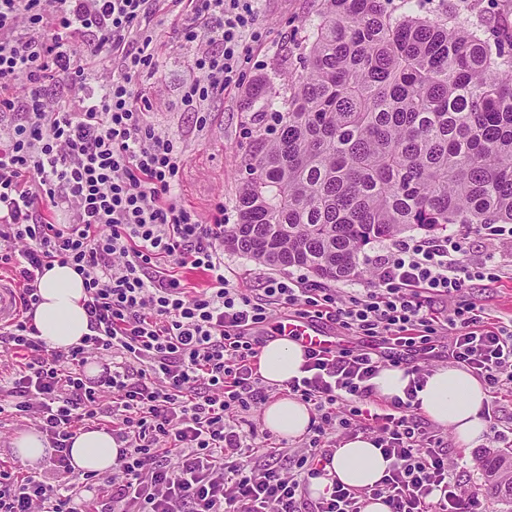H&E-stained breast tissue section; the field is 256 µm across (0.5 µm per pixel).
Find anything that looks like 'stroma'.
Wrapping results in <instances>:
<instances>
[{
  "mask_svg": "<svg viewBox=\"0 0 512 512\" xmlns=\"http://www.w3.org/2000/svg\"><path fill=\"white\" fill-rule=\"evenodd\" d=\"M317 8L318 0H258V25L267 37L253 44L241 64L245 82L260 76L280 81L282 70L297 58L296 43L308 34ZM187 14L183 8L176 14L163 10L152 15L157 68L137 80L135 91L149 107L150 123L185 140L179 189L183 204L205 218L216 201H223L225 222L231 225L238 221L235 198L245 174L246 93L235 90L214 99L204 135L194 134L195 115L181 102V87L193 76L192 50L173 36L176 16ZM463 298L481 305L492 316L512 319V275L492 282H470Z\"/></svg>",
  "mask_w": 512,
  "mask_h": 512,
  "instance_id": "obj_1",
  "label": "stroma"
}]
</instances>
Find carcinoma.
Returning <instances> with one entry per match:
<instances>
[{"mask_svg":"<svg viewBox=\"0 0 512 512\" xmlns=\"http://www.w3.org/2000/svg\"><path fill=\"white\" fill-rule=\"evenodd\" d=\"M320 0L288 94L250 92L248 150L224 248L327 281L365 246L448 225L512 224V15L479 0ZM487 496L512 503V455H485Z\"/></svg>","mask_w":512,"mask_h":512,"instance_id":"1","label":"carcinoma"}]
</instances>
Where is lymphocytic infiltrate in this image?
<instances>
[{"instance_id": "1", "label": "lymphocytic infiltrate", "mask_w": 512, "mask_h": 512, "mask_svg": "<svg viewBox=\"0 0 512 512\" xmlns=\"http://www.w3.org/2000/svg\"><path fill=\"white\" fill-rule=\"evenodd\" d=\"M169 2L191 11L175 35L193 50L181 101L201 133L209 103L241 87V62L263 39L256 0ZM156 3L0 0V112L13 116L0 125V276L21 308L0 325V418L30 421L53 450L38 473L0 458V512H363L370 500L389 512H480L481 489L458 479L457 457L417 413L426 371L415 357L447 341L449 359L483 381V415L495 422L496 401L512 395V321L459 296L504 264L465 255L458 229L392 241L366 288L317 287L302 274L264 277L254 295L237 288L224 273L223 202L205 219L182 204L184 140L135 99L156 66ZM93 67L103 75L91 93ZM56 210L65 223L49 220ZM57 263L82 276L91 329L65 350L33 324L39 280ZM185 267L206 272L207 285L187 287L175 274ZM438 297L450 303L442 319ZM275 309L366 343L305 348L303 377L278 387L258 372ZM91 360L98 376L84 371ZM387 361L412 379L383 403L372 380ZM282 390L312 411L296 450L270 445L252 418ZM103 427L119 449L111 475L76 473L78 431ZM360 433L389 459L383 479L311 498L337 442Z\"/></svg>"}]
</instances>
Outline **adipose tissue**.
Instances as JSON below:
<instances>
[{"mask_svg": "<svg viewBox=\"0 0 512 512\" xmlns=\"http://www.w3.org/2000/svg\"><path fill=\"white\" fill-rule=\"evenodd\" d=\"M41 303L33 322L41 339L53 349L79 345L89 335L88 316L82 306L85 297L83 279L71 266L54 265L39 283ZM304 362L302 346L288 337L267 342L259 355L258 370L266 381L284 384L300 376ZM419 412L433 423L449 427L462 448L481 442L486 423L481 410L488 395L481 381L466 369L447 366L431 371L418 391ZM311 422L307 404L283 396L266 404L263 410L265 428L274 436L294 440L306 434ZM76 469L102 474L111 471L118 448L109 432L92 429L77 434L71 447ZM389 466L374 440L359 434L344 440L337 448L326 476L312 479L311 497L329 495L334 482L363 490L375 485Z\"/></svg>", "mask_w": 512, "mask_h": 512, "instance_id": "ef3b65f1", "label": "adipose tissue"}]
</instances>
